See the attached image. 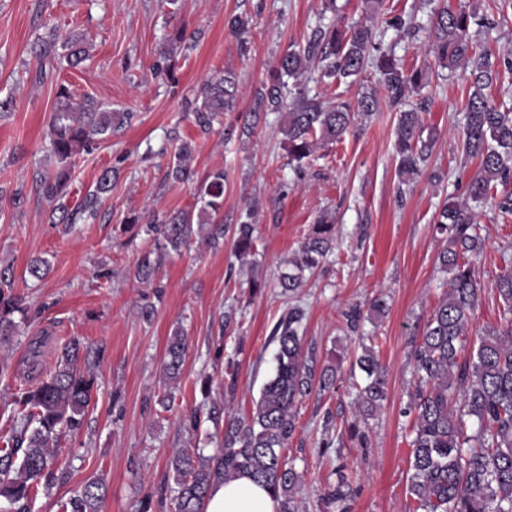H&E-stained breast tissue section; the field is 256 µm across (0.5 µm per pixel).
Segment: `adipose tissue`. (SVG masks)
Listing matches in <instances>:
<instances>
[{
  "label": "adipose tissue",
  "mask_w": 512,
  "mask_h": 512,
  "mask_svg": "<svg viewBox=\"0 0 512 512\" xmlns=\"http://www.w3.org/2000/svg\"><path fill=\"white\" fill-rule=\"evenodd\" d=\"M272 493L247 476L215 485L202 505V512H277Z\"/></svg>",
  "instance_id": "ef3b65f1"
}]
</instances>
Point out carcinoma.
<instances>
[{
	"label": "carcinoma",
	"instance_id": "carcinoma-1",
	"mask_svg": "<svg viewBox=\"0 0 512 512\" xmlns=\"http://www.w3.org/2000/svg\"><path fill=\"white\" fill-rule=\"evenodd\" d=\"M484 17L476 11H453L444 6L434 12L424 31L441 64L462 70L473 85L466 106L463 150L480 159L479 172L471 179L468 197L481 203L496 184L512 178V114L491 104L484 94L499 78L496 58L488 50L474 49L470 30ZM249 19L237 16L231 32L238 47L247 51L243 34ZM323 63L327 78L356 77L372 65L393 106L403 108L397 128L399 170L413 173L426 161L428 145L422 140L420 112L405 108L410 92L426 85L420 70H407L381 50L373 26L359 24L347 32L336 24L317 26L303 49L290 50L277 63L278 82L258 91L256 112H284L283 133L288 144V165L298 178L307 174L317 149L334 144L348 133L357 116L377 110L378 100L360 95L356 102L324 105L307 98L306 84L314 61ZM298 103L284 111L286 95ZM237 82L233 75L218 73L208 79L201 103L192 107L197 124L205 131L222 123L224 113L234 108ZM132 112H114L97 102L79 100L65 84L57 90V107L50 123L48 151L57 163L55 174L36 180L41 198L62 210V224L85 223L97 218L102 197L112 191L114 170L105 169L94 189L72 210L57 205L67 194L72 160L92 152L99 142L130 123ZM193 150L183 141L177 147L167 177L174 183L193 178ZM224 169L209 172L198 188L195 208L181 210L147 222V231L162 241L160 248L178 251L196 233H207L205 241L216 244L224 237V224L214 220L224 210ZM254 213L240 214L233 228L235 246L246 257L254 248ZM440 231L448 232L449 247L442 264L451 274L448 298L436 305L415 344L412 358L416 376L413 395L415 436L411 450L409 493L421 512H512V324L489 329L477 343L467 344L469 322L478 304L481 284L469 258L482 252L484 241L466 202L450 201L440 211ZM336 225L321 215L311 225L301 247L288 260V271L279 275L278 287L287 294L301 287L305 273H312L331 253ZM159 261L144 256L137 276L148 283ZM495 289L506 311L512 313V273L499 276ZM377 299L368 312L354 307L347 313L350 327L360 326L364 315L384 312ZM26 318L23 298L13 293L8 278L0 274V342L17 328L15 315ZM300 309L293 307L279 318L271 339L277 343L276 367L263 385L248 417L229 416L224 421L221 451L212 456L186 449L169 459L176 477V512H201L211 488L219 482L247 475L275 495L278 512H299L294 488L299 476L282 451L294 435V408L317 382L325 391L336 386L338 368L327 366L315 374L303 353L299 326ZM91 346L78 338L66 343L55 366L37 384L14 395L16 412L11 435L0 448V512H29L40 491L67 478L58 467L57 448L69 434L79 432L94 397L95 375L91 370ZM186 342L177 332L166 348L165 378L175 382L181 374ZM365 374V384L356 395L355 419L348 424L351 439L363 445L367 424L385 398L387 374L374 347H366L356 358ZM106 484L98 479L84 483L69 499L70 512H100Z\"/></svg>",
	"mask_w": 512,
	"mask_h": 512
}]
</instances>
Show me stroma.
<instances>
[{
    "label": "stroma",
    "instance_id": "obj_1",
    "mask_svg": "<svg viewBox=\"0 0 512 512\" xmlns=\"http://www.w3.org/2000/svg\"><path fill=\"white\" fill-rule=\"evenodd\" d=\"M477 9L490 25L472 28L474 44L498 58L500 77L486 95L512 112V0H382L370 14L365 0H0V99L14 108L0 112V268L11 267L13 288L28 304L24 335L8 348L9 370L0 376V438L10 433L11 397L36 384L60 348L79 338L101 348L91 365L97 391L81 431L62 441L59 464L66 482L39 493L32 512H64L62 505L84 482L103 479L102 512H175L172 453L195 448L214 454L224 418L248 415L264 382L273 374L277 345L272 329L282 313L303 312L304 351L316 369L341 364L335 389L312 390L296 407L297 429L284 451L300 481L302 512H416L407 491L415 391L411 353L435 306L449 288L440 263L448 245L436 232L440 210L467 195L479 162L463 153L462 131L469 82L461 71L442 68L424 34L385 30L399 15L424 23L435 9ZM384 31L401 65L421 69L427 86L410 99L422 108L423 139L432 143L416 174L399 171L396 132L399 112L385 102L375 68L355 80L330 78L317 87L326 101H355L374 93L381 104L358 118L342 141L319 150L305 178L288 165L282 116L261 114L251 133H242L257 90L271 85L279 58L305 47L318 13ZM248 17L247 52L230 34V17ZM182 32L186 44L170 49L168 35ZM83 40L89 56L79 67L61 64L37 77L36 49L50 43L66 55L68 39ZM170 71L159 70L161 62ZM233 74L235 108L224 116L235 126L232 140L221 131L202 132L184 111L213 73ZM76 97L88 96L116 112L133 113L131 123L77 157L64 203L74 207L93 189L102 170L120 174L89 224H53L33 180L54 168L47 150L58 84ZM191 141L193 181L171 183L166 173L175 138ZM221 168L225 224L255 206L254 251L235 254L232 235L218 245L192 239L164 253L153 286L135 277L140 257L155 250L143 218L192 208L199 181ZM23 203H15V190ZM484 249L471 263L482 290L468 341L512 320L494 283L512 271V216L494 203L472 204ZM335 218L332 255L294 293L275 286L289 257L321 213ZM47 260L43 280L27 264ZM383 299V316L348 328L351 307L368 309ZM152 306L143 317V306ZM181 333L187 345L176 383L163 376L166 344ZM39 341L42 356L32 363L28 346ZM374 346L387 368L386 398L369 421V442H352L346 424L364 376L355 363L363 346ZM198 413L197 429L182 425ZM352 493L344 505H326L340 478Z\"/></svg>",
    "mask_w": 512,
    "mask_h": 512
}]
</instances>
